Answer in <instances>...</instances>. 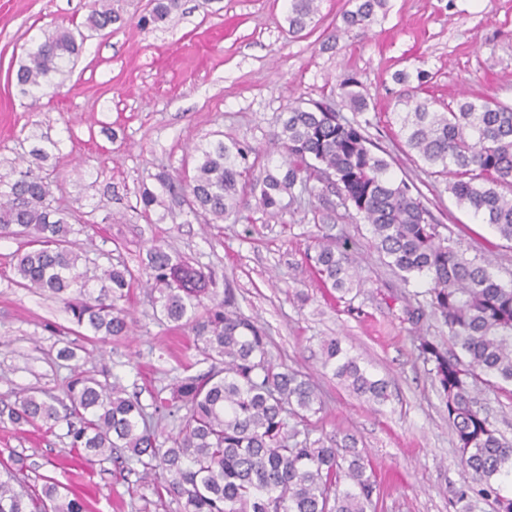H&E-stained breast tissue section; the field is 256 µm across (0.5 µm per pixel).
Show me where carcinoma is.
I'll list each match as a JSON object with an SVG mask.
<instances>
[{
    "instance_id": "carcinoma-1",
    "label": "carcinoma",
    "mask_w": 512,
    "mask_h": 512,
    "mask_svg": "<svg viewBox=\"0 0 512 512\" xmlns=\"http://www.w3.org/2000/svg\"><path fill=\"white\" fill-rule=\"evenodd\" d=\"M289 2V31L299 33L318 12L319 0ZM387 2L349 0L345 30H369ZM179 7L180 0H156L151 18L140 25L165 21ZM119 20L104 7L88 22L104 30ZM84 40L79 30H56L28 51L11 79L25 94L42 90L75 62ZM427 78L416 71L418 86L395 101L405 145L434 174L448 178L458 206L512 242V106L464 96L438 110L418 94ZM338 90L342 107L359 114L368 109L354 76ZM370 125L367 118L348 119L333 102L298 104L271 136L282 156L276 171L261 164L252 147L218 139L197 148L192 172L162 173L158 181L171 205L206 222L238 217L250 197L275 217L284 200L296 201V189L312 182L352 207L370 224L375 247L401 281L428 283L431 315L448 329L452 349L421 336L419 350L432 364L461 465L472 475V483L454 491V502L463 512H471L475 499L491 502L494 512H512V496L502 495L499 484L512 478V443L476 397L482 387L505 392L512 386V286L498 281L490 261L477 263L448 245L421 198L390 175L383 149L367 134ZM30 157L18 178L0 176V239L25 238V249L12 256L18 286L56 296L73 323L92 336L119 339L132 327L122 302L139 282L155 294L161 319L189 329L195 349L212 365L183 378L160 402L180 420L178 432L163 442L137 399L86 370L74 371L62 399L40 390L20 392L0 410V422L19 429L75 419L68 433L79 455L110 460L113 451L125 452L142 466L143 478L165 480L183 512H372L380 487L370 460L352 437L342 444L310 441L307 420L321 405L317 387L268 359L263 328L238 311L232 290L216 300L208 277L160 244L150 246L137 274L120 261L98 273L81 269L68 238L69 213L54 205L42 174L48 152L35 147ZM314 249L324 285L343 296L360 285L344 246L325 238ZM91 281L103 282L97 297L88 291ZM321 355L323 367L357 398L379 406L388 400L387 382L348 355L339 338L325 340ZM0 468V512H86L85 501L54 478H45L32 494L14 487L13 468Z\"/></svg>"
}]
</instances>
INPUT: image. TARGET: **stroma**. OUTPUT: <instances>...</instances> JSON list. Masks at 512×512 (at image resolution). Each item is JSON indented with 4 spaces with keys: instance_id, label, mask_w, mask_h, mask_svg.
<instances>
[{
    "instance_id": "obj_1",
    "label": "stroma",
    "mask_w": 512,
    "mask_h": 512,
    "mask_svg": "<svg viewBox=\"0 0 512 512\" xmlns=\"http://www.w3.org/2000/svg\"><path fill=\"white\" fill-rule=\"evenodd\" d=\"M153 3L110 0L120 20L99 31L87 26L98 0H0V173L28 156L32 131L55 141L44 172L57 205L76 221L71 239L83 257L101 266L118 258L136 271L158 241L210 275L216 293L234 288L239 311L265 328L271 361L313 375L323 408L309 418L311 439L349 434L366 450L381 483L376 512H456L449 500L469 476L418 350L419 336L444 343L447 329L431 316L417 330L403 321L404 303L426 304L427 284L400 285L369 224L340 202L321 201L318 185L277 218L252 202L237 221L218 224L177 207L143 212L140 192L159 190V173L191 168L197 145L236 139L267 149L289 107L329 99L351 74L392 175L414 184L460 252L492 260L499 280L512 282V242L456 207L445 178L405 148L391 112L400 70L426 71L429 99L449 103L465 93L512 105V0H389L363 37L344 29L348 0H320L298 34L288 31V0H182L181 14L139 26ZM75 27L83 49L58 87L20 93L9 73L32 42ZM323 233L346 244L361 278L356 293L334 297L318 280L312 246ZM22 246L0 240V407L25 388L62 396L77 367L102 384L119 382L150 407L180 378L209 369L191 332L161 323L138 283L125 303L131 336L105 344L83 336L62 303L15 284L11 257ZM330 336L388 380L387 404L357 399L322 368L321 344ZM66 345L76 359H58ZM13 458L22 459L17 476L29 489L54 477L89 512H182L163 480H140L135 462L75 456L63 423L0 424V461Z\"/></svg>"
}]
</instances>
